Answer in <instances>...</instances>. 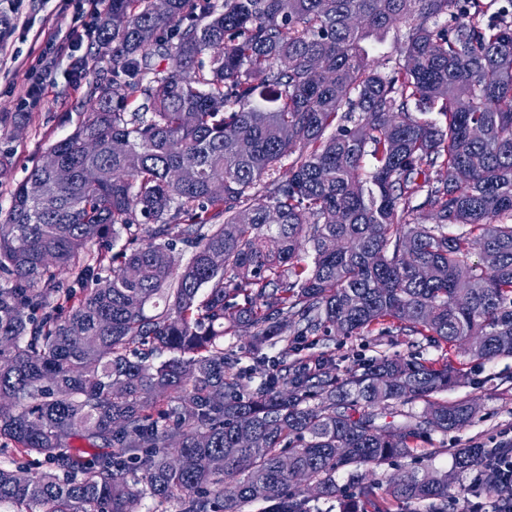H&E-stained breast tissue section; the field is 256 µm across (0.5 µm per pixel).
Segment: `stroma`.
<instances>
[{
	"mask_svg": "<svg viewBox=\"0 0 512 512\" xmlns=\"http://www.w3.org/2000/svg\"><path fill=\"white\" fill-rule=\"evenodd\" d=\"M0 12L13 22L12 33L0 45V115L19 111L27 87L36 79L45 47L44 34L56 35L59 55L52 66L51 80L41 101L31 109L26 126L0 125V153L10 155L4 174L0 175V212H7L16 187L26 180L32 169L40 165L47 149L70 135L86 114L89 95L95 84L112 76V65L106 59H92L89 42L71 48L68 32L73 26L71 15L55 12L53 0H0ZM89 57V68L83 75H74L70 66L72 54ZM327 352L336 359L370 360L381 354H413L436 365L453 361L467 376L465 384L445 392L448 401L473 400L478 413L472 425L462 431L433 433L423 439L418 454L430 468L454 470L453 449L480 444L499 447L512 443V357L501 356L481 360L447 347L431 346L422 336H390L376 334L365 337L338 335L316 336L304 349L305 354ZM455 501L450 512H466L475 503L472 475L455 472Z\"/></svg>",
	"mask_w": 512,
	"mask_h": 512,
	"instance_id": "stroma-1",
	"label": "stroma"
}]
</instances>
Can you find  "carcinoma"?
Masks as SVG:
<instances>
[{
	"mask_svg": "<svg viewBox=\"0 0 512 512\" xmlns=\"http://www.w3.org/2000/svg\"><path fill=\"white\" fill-rule=\"evenodd\" d=\"M491 3L112 0L95 25L112 80L49 147L71 181L35 167L0 217V512H366L380 494L448 512V473L377 470L474 421L438 398L460 369L299 352L388 324L512 356V0ZM396 23L398 59L371 58ZM186 154L196 175L176 181ZM124 231L104 284L55 287L94 278L87 245ZM243 325L245 367L224 356ZM452 452L501 493L497 449Z\"/></svg>",
	"mask_w": 512,
	"mask_h": 512,
	"instance_id": "carcinoma-1",
	"label": "carcinoma"
}]
</instances>
